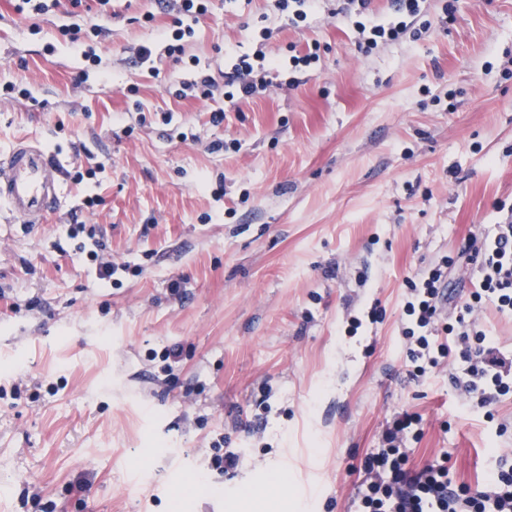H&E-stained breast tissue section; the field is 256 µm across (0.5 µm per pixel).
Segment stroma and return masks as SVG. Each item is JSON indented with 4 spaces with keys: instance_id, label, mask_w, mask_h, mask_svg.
Returning a JSON list of instances; mask_svg holds the SVG:
<instances>
[{
    "instance_id": "1",
    "label": "stroma",
    "mask_w": 512,
    "mask_h": 512,
    "mask_svg": "<svg viewBox=\"0 0 512 512\" xmlns=\"http://www.w3.org/2000/svg\"><path fill=\"white\" fill-rule=\"evenodd\" d=\"M444 4L364 54L342 16L212 0L177 62L171 14L112 0L94 64L69 34L89 13L0 0V86L31 92L0 96V151L41 141L66 198L34 228L0 208V512H351L402 409L422 418L414 468L444 454L475 487L512 459V401L467 412L448 369L410 377L401 337L408 279L449 259L466 300L465 259L512 206V0ZM291 46L320 55L294 84L270 72L237 107L175 95ZM218 441L241 455L224 473Z\"/></svg>"
}]
</instances>
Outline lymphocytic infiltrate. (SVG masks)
<instances>
[{"mask_svg": "<svg viewBox=\"0 0 512 512\" xmlns=\"http://www.w3.org/2000/svg\"><path fill=\"white\" fill-rule=\"evenodd\" d=\"M424 0H392V18L369 19L370 0H342L339 14L354 18L358 47L368 53L378 44L410 32ZM173 26L164 39L167 57L180 59L184 44L209 13V0H175ZM316 52L277 60L265 53L236 57L225 75V98L235 103L266 89L268 71L294 73L316 63ZM477 286L468 300L453 304L448 290V264L439 262L409 280L403 305L406 357L413 377L452 364L453 384L464 395L466 409L492 418L495 408L512 398V353H504L477 324L478 311L490 308L512 316V218L494 225L467 258ZM423 435L421 419L406 411L387 422L384 445L368 453L361 464L363 491L358 512H512V462L499 460L481 488L453 483L448 459L409 466V442Z\"/></svg>", "mask_w": 512, "mask_h": 512, "instance_id": "f902f5d3", "label": "lymphocytic infiltrate"}]
</instances>
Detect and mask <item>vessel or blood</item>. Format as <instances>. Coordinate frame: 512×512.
Returning <instances> with one entry per match:
<instances>
[{"mask_svg": "<svg viewBox=\"0 0 512 512\" xmlns=\"http://www.w3.org/2000/svg\"><path fill=\"white\" fill-rule=\"evenodd\" d=\"M61 168L38 141H22L0 153V201L11 217L46 223L63 203Z\"/></svg>", "mask_w": 512, "mask_h": 512, "instance_id": "vessel-or-blood-1", "label": "vessel or blood"}]
</instances>
